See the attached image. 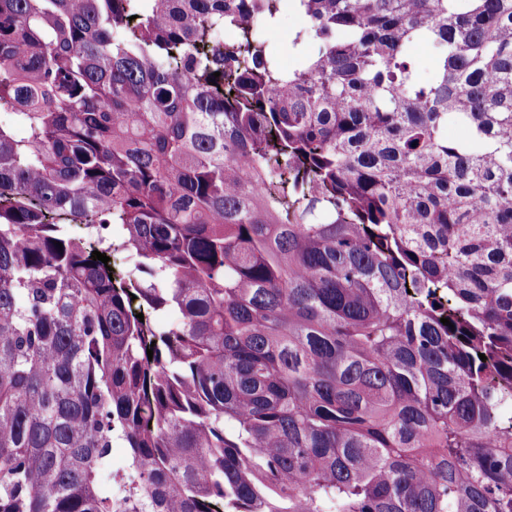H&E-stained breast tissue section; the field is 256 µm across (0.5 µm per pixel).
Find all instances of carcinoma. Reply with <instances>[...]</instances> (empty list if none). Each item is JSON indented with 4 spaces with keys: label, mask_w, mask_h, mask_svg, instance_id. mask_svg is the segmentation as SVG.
Returning a JSON list of instances; mask_svg holds the SVG:
<instances>
[{
    "label": "carcinoma",
    "mask_w": 512,
    "mask_h": 512,
    "mask_svg": "<svg viewBox=\"0 0 512 512\" xmlns=\"http://www.w3.org/2000/svg\"><path fill=\"white\" fill-rule=\"evenodd\" d=\"M0 512H512V0H0ZM280 29L278 32L280 36L278 45L279 59L285 66L291 68L296 64V57L290 50L288 51V45L290 46L296 31L295 18L291 15L285 17L280 25Z\"/></svg>",
    "instance_id": "obj_1"
}]
</instances>
